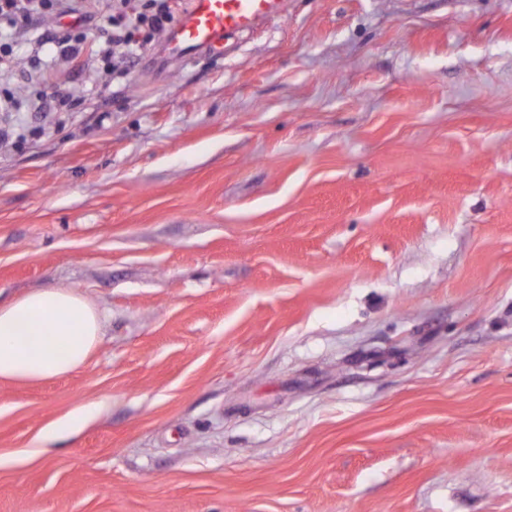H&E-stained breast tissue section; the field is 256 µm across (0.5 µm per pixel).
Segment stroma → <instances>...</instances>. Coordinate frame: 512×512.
<instances>
[{
    "label": "stroma",
    "mask_w": 512,
    "mask_h": 512,
    "mask_svg": "<svg viewBox=\"0 0 512 512\" xmlns=\"http://www.w3.org/2000/svg\"><path fill=\"white\" fill-rule=\"evenodd\" d=\"M71 22L0 78V301L105 327L0 381V512H512V0H288L34 78ZM286 8V0H189L165 34L161 53L167 61H188L198 51L221 52L229 35L254 29ZM100 404H91L85 407L77 416L68 418L63 422L56 425L54 428L48 430L41 438L43 443L51 442L63 435L71 434L77 431L82 423L93 417L94 411Z\"/></svg>",
    "instance_id": "obj_1"
}]
</instances>
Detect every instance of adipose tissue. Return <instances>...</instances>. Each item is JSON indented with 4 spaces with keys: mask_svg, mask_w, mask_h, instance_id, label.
Wrapping results in <instances>:
<instances>
[{
    "mask_svg": "<svg viewBox=\"0 0 512 512\" xmlns=\"http://www.w3.org/2000/svg\"><path fill=\"white\" fill-rule=\"evenodd\" d=\"M104 317L83 296L46 288L0 304V380L43 381L81 367Z\"/></svg>",
    "mask_w": 512,
    "mask_h": 512,
    "instance_id": "adipose-tissue-1",
    "label": "adipose tissue"
}]
</instances>
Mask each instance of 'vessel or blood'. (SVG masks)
<instances>
[{
    "label": "vessel or blood",
    "instance_id": "b4317fda",
    "mask_svg": "<svg viewBox=\"0 0 512 512\" xmlns=\"http://www.w3.org/2000/svg\"><path fill=\"white\" fill-rule=\"evenodd\" d=\"M286 8L287 0H189L165 34L161 53L169 61H187L200 51H222L229 35L254 29Z\"/></svg>",
    "mask_w": 512,
    "mask_h": 512
}]
</instances>
